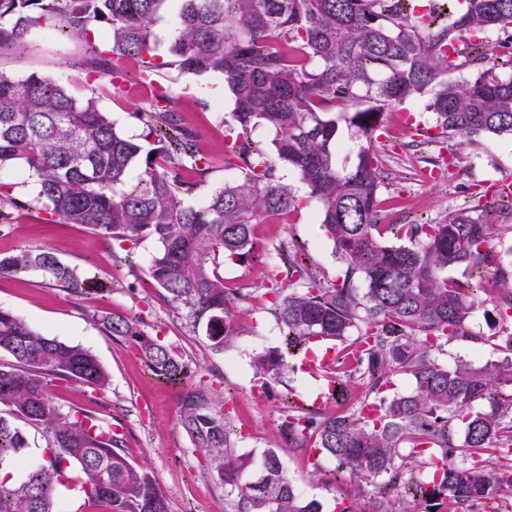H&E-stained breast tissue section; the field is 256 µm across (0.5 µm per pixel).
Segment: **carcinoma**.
Returning a JSON list of instances; mask_svg holds the SVG:
<instances>
[{
  "label": "carcinoma",
  "instance_id": "obj_1",
  "mask_svg": "<svg viewBox=\"0 0 512 512\" xmlns=\"http://www.w3.org/2000/svg\"><path fill=\"white\" fill-rule=\"evenodd\" d=\"M179 0L170 60L153 69L224 76L239 137L233 157L240 175L185 205L202 181L186 178L198 165L195 132L168 94L164 104L131 113L155 137L156 147L124 137L112 115L92 99L80 100L49 74L0 72V176L22 166L38 185L48 220L81 224L117 242L151 238L159 244L147 278L164 302L208 347L222 352L239 336L234 304L247 298L226 287L218 259L247 264L256 258L255 229L298 207L280 171L297 172L319 203V223L346 265L344 278L325 282L294 240L279 243L285 276L274 289L270 312L279 345L253 362L265 382H280L288 359L306 356L312 339L349 340L336 362V383L354 377L364 402L380 407L371 420L358 406L320 412L288 405L282 438L292 448L311 428L317 447L336 463L333 476L380 479L369 512H487L512 493V465L474 455L512 447V339L500 360L453 367L435 350L453 338L480 340L469 322L485 291L448 278V268L479 270V247L496 225L466 207L430 224H390L408 244L386 241L379 192L384 167L375 130L386 110L424 100L441 133L453 139H512V0ZM169 0H0V48L28 41L49 19L65 37L103 31L81 66L89 73L130 59H156L152 26ZM495 30V48L479 34ZM469 77L451 79L457 71ZM265 126L273 153L249 138ZM143 158L136 184L132 163ZM28 202L0 180V229L28 210ZM38 272L73 297L110 293L52 251L21 249L0 255V277ZM499 315L512 317V261L496 270ZM103 331L134 345L148 369L177 383L193 373L189 361L144 328L141 318L108 309L94 313ZM0 470L22 464L29 430L42 434L43 462L26 480L0 482V512H56L60 487H73L108 512H169L165 490L146 468L130 460L122 440L86 411L53 403L56 381L97 391L110 374L97 355L35 330L0 308ZM414 380L408 393L390 396L394 372ZM180 423L207 470L224 485L230 512H321L288 476L280 449L259 462L237 454L224 413L200 393L183 403ZM255 469L253 478L244 474ZM398 501L399 509L392 507Z\"/></svg>",
  "mask_w": 512,
  "mask_h": 512
}]
</instances>
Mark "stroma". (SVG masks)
<instances>
[{
  "instance_id": "obj_1",
  "label": "stroma",
  "mask_w": 512,
  "mask_h": 512,
  "mask_svg": "<svg viewBox=\"0 0 512 512\" xmlns=\"http://www.w3.org/2000/svg\"><path fill=\"white\" fill-rule=\"evenodd\" d=\"M86 54L84 41L61 36L50 20L32 31L27 47L1 49L0 70L19 76L33 72L56 75L72 94L95 98L101 109L111 113L126 138L141 141L143 126L131 117L149 103L141 81L131 76L120 86H110L107 75L93 77L81 67ZM158 81L178 95L182 118L196 130L199 147L209 159L205 189L235 178V171L224 165L225 122L232 103L223 76H195L167 68ZM383 148L391 178L381 189L380 208L388 224L433 223L454 208H479L476 183L487 179L512 181V143L490 139L471 143L439 134L432 142L420 145L414 143L412 130L406 125L399 129L396 141L384 143ZM448 150L456 153L453 175L445 181L422 182V170L432 167ZM284 180L299 198V207L258 225L257 241L272 248L295 236L312 254L318 277L337 280L345 266L315 219L316 201L296 173L285 172ZM13 181L14 194L29 201L31 207L9 231L0 233V254L48 247L63 262L111 285L112 291L101 298L81 300L42 275L28 273L0 279V307L25 317L41 333L89 348L98 356L110 374L107 392L59 383L51 387V397L56 405L87 409L111 422L130 459L147 466L160 482L170 512H228L223 486L205 470L201 454L180 424L182 404L190 391L205 392L213 406L223 411L235 433L238 453L257 461L264 450L281 447L289 476L304 497L321 503L322 512H336V503L356 491L361 494V507L370 508L372 481L348 476L328 483L314 478L315 456L283 445L279 425L289 397L315 398L325 388L327 374L315 377L297 366L289 370L284 381L271 384L267 400L251 395L256 379L253 358L266 348L255 339L254 326L275 322L267 310V294L277 283L264 259L246 266H223L226 284L245 288L251 299L239 303L235 310L238 338L219 353L186 326L180 311L163 302L156 289L144 286L146 262L156 249L153 240L120 247L83 225L47 221L35 202L34 182L21 173L14 174ZM494 307V296H486L471 323L472 331L482 334V341H448L437 354L441 363L451 366L460 359L484 362L503 357L502 326L494 319ZM100 308L142 316L148 332L159 335L192 362L191 377L179 383L155 378L135 348L102 333L92 316Z\"/></svg>"
}]
</instances>
